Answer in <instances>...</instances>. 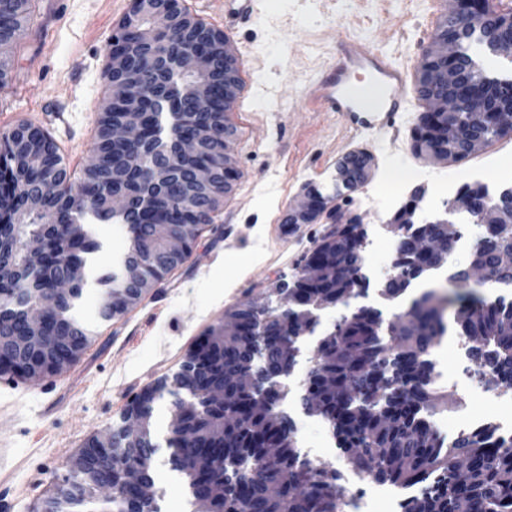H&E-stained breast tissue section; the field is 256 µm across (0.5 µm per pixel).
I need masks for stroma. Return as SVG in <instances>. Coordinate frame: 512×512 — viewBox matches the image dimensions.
Masks as SVG:
<instances>
[{
    "mask_svg": "<svg viewBox=\"0 0 512 512\" xmlns=\"http://www.w3.org/2000/svg\"><path fill=\"white\" fill-rule=\"evenodd\" d=\"M258 13L225 31L235 49L243 89L231 114L239 178L214 224L195 240L189 259L134 307L112 320L98 318L96 287H88L79 315L91 340L65 372L37 384L0 377V505L6 512H34L92 435L122 426L127 403L160 378L177 372L194 341L247 301L275 295L292 283L308 255L329 232L317 221L289 227L282 217L308 186L331 196L336 208L361 216L368 238L394 239L381 193L403 199L430 191L449 173L494 162L503 186L512 185V137L467 161H433L414 154L411 129L424 110L414 100L398 134L351 139L334 113L306 108L305 96L333 61L340 38L368 39L397 62L418 68L446 0H258ZM133 0H35L38 34L12 47L11 80L0 85V138L19 123L40 126L56 144L70 172L89 161L106 81L109 44ZM362 152L370 167L362 186L337 194L336 167ZM369 286L359 304L384 320L401 314L382 287L392 273L385 249L365 262ZM351 309L321 311L318 333L302 339L284 395L294 429L319 445L331 434L320 416L301 403L305 377L317 356V336ZM459 407L436 413L435 428L456 429L464 414L494 420L489 395L458 386Z\"/></svg>",
    "mask_w": 512,
    "mask_h": 512,
    "instance_id": "1",
    "label": "stroma"
}]
</instances>
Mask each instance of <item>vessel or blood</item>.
<instances>
[{
  "label": "vessel or blood",
  "mask_w": 512,
  "mask_h": 512,
  "mask_svg": "<svg viewBox=\"0 0 512 512\" xmlns=\"http://www.w3.org/2000/svg\"><path fill=\"white\" fill-rule=\"evenodd\" d=\"M255 14V0H224V23L235 27ZM368 74L380 93V104L373 109L360 108L355 99V80ZM412 72L408 66L394 63L387 53L365 40L345 37L337 44L336 62L314 84L305 99L313 111L335 113L352 136L362 130L379 127L396 130L408 102Z\"/></svg>",
  "instance_id": "obj_1"
}]
</instances>
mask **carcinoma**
Segmentation results:
<instances>
[{"label": "carcinoma", "instance_id": "1", "mask_svg": "<svg viewBox=\"0 0 512 512\" xmlns=\"http://www.w3.org/2000/svg\"><path fill=\"white\" fill-rule=\"evenodd\" d=\"M32 0H0V43L8 47L29 34ZM453 39L457 54L446 60L432 48L423 51L416 75L421 99L432 95L462 98L466 107L450 115L422 113L412 130L413 148L455 161L470 156L460 144L448 147L445 125L459 126L464 139L487 145L509 136L512 129L500 122L501 110L512 106V59L494 54L490 45L512 38V11L503 12L495 0H455L436 26L432 41ZM186 52L198 54L208 67L203 78L181 66ZM109 54L123 58L120 70H105L106 95L91 162L74 179L48 134L38 126L21 123L0 142V265L12 275L0 279V334H19L36 296L64 277L70 264L89 268L91 256L101 249L89 224L121 227L127 248L119 265L98 273V316L110 320L123 308L137 304L175 265L139 246L149 240L153 226L169 225L179 233L185 224H212L224 205V187L234 175L224 170V142L237 126L224 111V73L236 75L238 65L224 60V33L192 16L178 0H140L118 25ZM453 67L458 83L449 88L437 75ZM133 83L144 107L140 140L130 148L112 141V127L126 120L121 105L112 101V83ZM215 92L203 108L193 94L199 84ZM202 128L209 137L191 154L180 155L164 184L153 169L179 155L184 135ZM140 158L132 167L127 157ZM195 169H213L215 183L206 188L188 181ZM52 179L62 186L54 195H39V184ZM129 201L123 212L112 210V196ZM459 195L475 204L470 214L481 228L469 253V266L486 272L487 282L460 276L453 282L454 297L429 290L415 298L405 319L384 323L380 313L353 311L324 338L308 388L319 413L332 425L346 460L365 478L409 490L404 512H512V439L491 441L489 434H468L448 443L433 428L429 417L441 397L434 389V369L428 350L445 335L446 307L458 302L456 335L466 340L469 358L487 383L512 388V308L486 300L485 284L512 288V224L483 223L487 210H512V187L491 198L477 185H466ZM421 200L416 196L392 217L398 229V259L384 292L392 299L411 283L440 269L424 249V240L437 235L431 224L404 223L407 210ZM359 224H344L325 239L312 261L322 270L319 279H296L291 287L296 303L286 314L269 315L256 302H246L229 313L245 332L220 343L211 334L198 343L179 372L142 392L127 413L153 419L169 387L183 396H200L211 384L232 390L225 407L204 408L179 418L166 443L171 469L182 475L191 497L208 501L211 512H340L344 490L330 483L326 469L299 463L301 454L292 438L293 425L272 414L277 391L257 387V372L244 352L252 343L246 327L263 322L265 335L278 341L297 328L294 314L312 303L338 304L354 292L353 278L363 265L355 246ZM40 242L37 256L22 245ZM139 261L140 287L126 286V267ZM423 264L430 265L419 273ZM87 281L75 284L58 297L48 316L53 343L45 348L15 351L0 348V375L37 368L50 371L60 355L78 358L89 343V330L76 315ZM195 435L194 445H182L180 436ZM277 448L270 459L264 449ZM157 447L122 429L112 432V447L100 448L88 439L75 455L77 464L54 484L42 499L40 512H156L136 492L141 482L155 481L151 458ZM277 486L275 497L266 495ZM111 490V498L100 488Z\"/></svg>", "mask_w": 512, "mask_h": 512}]
</instances>
